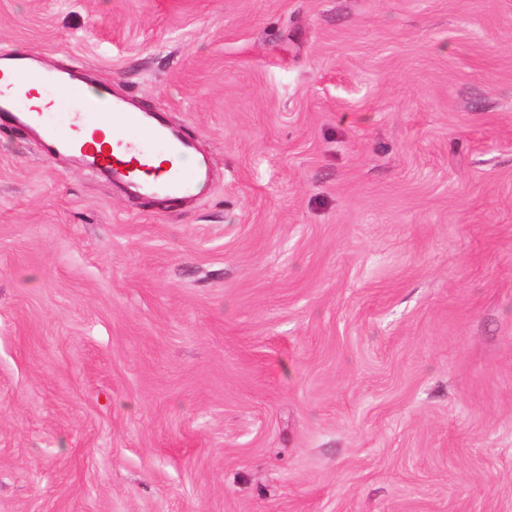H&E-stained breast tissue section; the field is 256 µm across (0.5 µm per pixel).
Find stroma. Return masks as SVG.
Segmentation results:
<instances>
[{"mask_svg":"<svg viewBox=\"0 0 512 512\" xmlns=\"http://www.w3.org/2000/svg\"><path fill=\"white\" fill-rule=\"evenodd\" d=\"M212 177L0 129V512H512V0H0Z\"/></svg>","mask_w":512,"mask_h":512,"instance_id":"stroma-1","label":"stroma"}]
</instances>
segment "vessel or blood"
<instances>
[{
	"mask_svg": "<svg viewBox=\"0 0 512 512\" xmlns=\"http://www.w3.org/2000/svg\"><path fill=\"white\" fill-rule=\"evenodd\" d=\"M24 53L0 64V128L25 126L45 153H68L81 167L144 194L183 197L206 183L208 166L189 163L191 140L159 112L128 108L107 86L71 72L35 71ZM111 125V151L83 132Z\"/></svg>",
	"mask_w": 512,
	"mask_h": 512,
	"instance_id": "vessel-or-blood-1",
	"label": "vessel or blood"
}]
</instances>
